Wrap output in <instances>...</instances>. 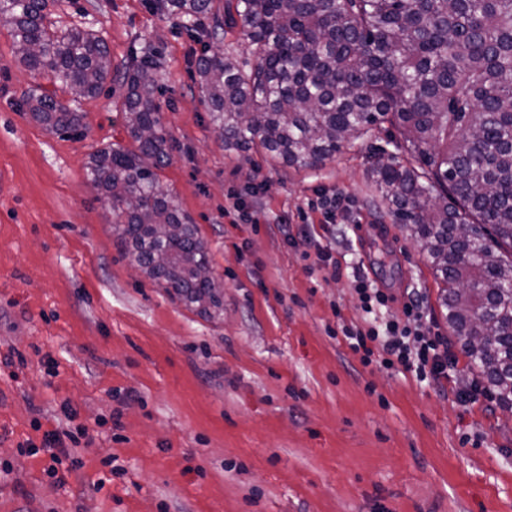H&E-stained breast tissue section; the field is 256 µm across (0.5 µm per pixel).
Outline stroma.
I'll use <instances>...</instances> for the list:
<instances>
[{
	"label": "stroma",
	"instance_id": "35a3bbf8",
	"mask_svg": "<svg viewBox=\"0 0 512 512\" xmlns=\"http://www.w3.org/2000/svg\"><path fill=\"white\" fill-rule=\"evenodd\" d=\"M104 38L114 71L78 134L31 119L34 74L0 26V512H512V412L476 377L420 247L370 177L375 130L316 169L235 153L192 79L202 42L146 0H49ZM151 51L171 163L160 180L205 241L224 310L200 315L132 265L89 156L128 144L121 73ZM351 206L333 224L318 193ZM332 246L341 278L286 233ZM393 300L367 314L355 271ZM457 360L447 381L363 366L338 331L403 319L411 292ZM87 426L91 444L66 432ZM70 469L47 473L45 434ZM125 474L111 475L105 459Z\"/></svg>",
	"mask_w": 512,
	"mask_h": 512
}]
</instances>
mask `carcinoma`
Listing matches in <instances>:
<instances>
[{"label": "carcinoma", "mask_w": 512, "mask_h": 512, "mask_svg": "<svg viewBox=\"0 0 512 512\" xmlns=\"http://www.w3.org/2000/svg\"><path fill=\"white\" fill-rule=\"evenodd\" d=\"M48 0H0L19 61L50 83L26 101L51 132L79 129L71 101L112 73L102 37L46 24ZM188 31L248 28L254 69L218 48L196 60L210 122L236 152L316 168L385 127L398 155L371 162L395 220L444 285L454 336L500 406L512 404V0H150ZM153 55L124 73L130 150L93 153L90 181L111 203L126 252L150 280L201 314L221 305L193 219L159 179L171 161Z\"/></svg>", "instance_id": "1"}]
</instances>
